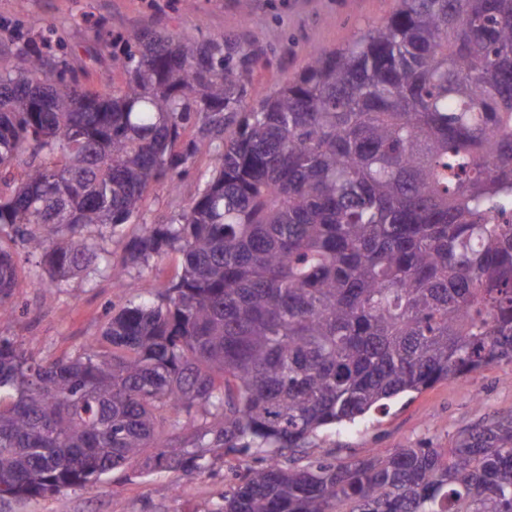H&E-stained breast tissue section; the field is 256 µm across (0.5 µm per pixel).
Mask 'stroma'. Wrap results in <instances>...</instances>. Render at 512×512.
Instances as JSON below:
<instances>
[{"mask_svg":"<svg viewBox=\"0 0 512 512\" xmlns=\"http://www.w3.org/2000/svg\"><path fill=\"white\" fill-rule=\"evenodd\" d=\"M398 0H0V60H13L11 34L37 36L52 30L68 74L91 90L111 88L120 73L112 67L111 42L146 27H160L184 38L204 41L222 36L256 46L261 54L248 86L247 105L258 104L271 90L297 77L309 48L346 46L370 26L387 19ZM182 143L197 148L178 184L156 183L143 212L120 227L107 248L113 263H122L125 245L152 225L177 217L205 186L211 167L207 142L187 130ZM10 248L16 265L15 318L0 322V336L12 337L35 358L52 361L93 346L107 350L104 327L113 312L131 302L153 300L176 276L178 251L169 249L125 279L111 275L76 276L65 287L36 283L37 259L20 242ZM512 414V363L502 361L460 380H442L421 393L394 400L373 411L351 429H322L313 443L294 451L275 448H218L206 457V468L185 474L156 471L146 476L117 469L94 487H71L25 502L0 504V512H215L236 477L269 458L305 465L318 459L360 460L419 444L447 448L463 432L494 417ZM177 484L181 493L161 488Z\"/></svg>","mask_w":512,"mask_h":512,"instance_id":"obj_1","label":"stroma"}]
</instances>
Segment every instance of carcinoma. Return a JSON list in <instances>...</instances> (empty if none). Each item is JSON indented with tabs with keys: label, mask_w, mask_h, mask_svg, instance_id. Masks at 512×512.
Instances as JSON below:
<instances>
[{
	"label": "carcinoma",
	"mask_w": 512,
	"mask_h": 512,
	"mask_svg": "<svg viewBox=\"0 0 512 512\" xmlns=\"http://www.w3.org/2000/svg\"><path fill=\"white\" fill-rule=\"evenodd\" d=\"M0 61V232L56 287L168 248L181 274L104 330L111 350L39 363L0 336V502L119 468L192 472L213 448L305 447L404 394L512 362V0H400L246 107L258 51L143 29L121 82L67 76L48 39ZM215 141L178 217L105 244ZM0 240V317L16 312ZM177 434L161 439L162 411ZM218 512H512V415L449 448L249 468Z\"/></svg>",
	"instance_id": "1"
}]
</instances>
